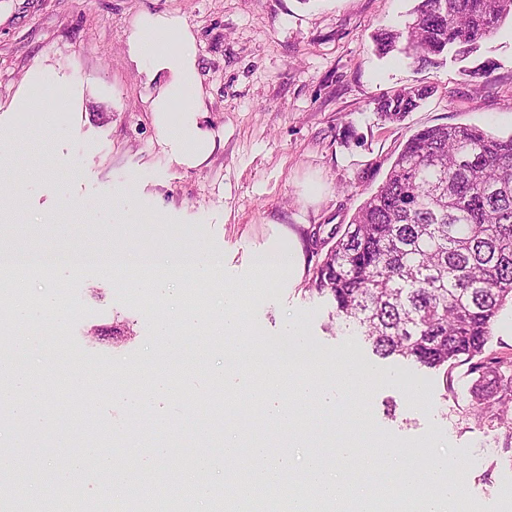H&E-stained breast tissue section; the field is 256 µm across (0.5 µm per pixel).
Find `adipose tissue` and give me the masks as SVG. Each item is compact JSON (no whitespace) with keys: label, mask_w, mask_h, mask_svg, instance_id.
<instances>
[{"label":"adipose tissue","mask_w":512,"mask_h":512,"mask_svg":"<svg viewBox=\"0 0 512 512\" xmlns=\"http://www.w3.org/2000/svg\"><path fill=\"white\" fill-rule=\"evenodd\" d=\"M129 52L139 60L148 79L159 83L150 110L159 138L173 161L187 167L205 162L217 142L214 133L203 128L202 114L194 105L198 89L194 37L178 18L145 15L129 40ZM252 267L256 276L273 274L298 285L305 270L303 249L294 239L273 243L253 255ZM0 409L23 422L28 432L42 433L46 416L35 374L10 371L7 381L0 382ZM90 458L95 459V468L87 467ZM93 478L106 482L113 498L135 496L138 478L133 469L116 467L113 455L95 446L69 457L56 476L60 483Z\"/></svg>","instance_id":"adipose-tissue-1"}]
</instances>
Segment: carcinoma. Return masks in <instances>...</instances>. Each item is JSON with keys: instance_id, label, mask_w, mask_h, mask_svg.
Instances as JSON below:
<instances>
[{"instance_id": "1", "label": "carcinoma", "mask_w": 512, "mask_h": 512, "mask_svg": "<svg viewBox=\"0 0 512 512\" xmlns=\"http://www.w3.org/2000/svg\"><path fill=\"white\" fill-rule=\"evenodd\" d=\"M410 16L375 33L376 51L438 67L446 53L479 51L512 18V0H416ZM432 92L412 86L380 98L376 110L401 121ZM329 239L311 287L333 299L336 318L357 325L382 359L468 366L478 375L475 413L512 439V422L500 417L512 406V361L484 357L494 319L512 303V136L464 124L417 131Z\"/></svg>"}]
</instances>
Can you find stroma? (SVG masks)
<instances>
[{
    "mask_svg": "<svg viewBox=\"0 0 512 512\" xmlns=\"http://www.w3.org/2000/svg\"><path fill=\"white\" fill-rule=\"evenodd\" d=\"M415 0H0V182L18 185L22 205L5 213L6 245L79 249L111 247L104 224L125 240L150 238L158 246L224 258L225 274L206 287L204 306L217 308L225 281L250 279L248 250L263 247L280 229L301 241L307 270L323 259L331 229L349 224L358 206L385 179L402 145L417 130L472 124L496 137L512 135V21H504L465 59L420 68L399 53L379 56L371 36L403 24ZM176 17L195 37L197 104L217 138L214 153L195 168L169 160L153 125L149 100L157 86L128 54L127 42L143 15ZM492 72L471 80L484 61ZM48 92L72 94L63 112H21L15 101L33 71ZM433 94L400 122L384 120L379 97L411 85ZM136 182V207L126 213L113 200ZM65 317L44 334L39 350L7 358L6 367L48 380L87 375L97 382L93 403L72 395L78 431L105 436L132 430L129 454L150 466L154 419L170 416V437L185 452L197 446L187 417L205 414L211 432L224 415L211 411L213 372L224 368V349L209 337L190 336L184 350L203 363L152 365L155 321L164 304L148 305L119 277L94 267L69 274L61 288ZM245 313L252 340L276 358L288 324H295L325 371L336 364L375 365L403 376L379 381L333 409L310 408L306 445L323 449L362 418L369 436L413 451L433 440L430 455L452 457L466 475L474 512H512V450L503 428L470 411L474 382L465 368L451 376L418 364L374 355L354 326L337 320L333 301L310 292L308 282L253 289ZM181 379V398L159 400L132 412L99 378L139 385V369ZM422 398H415L414 387ZM24 433L0 421V448L36 457L53 473L78 443L56 432L39 449L17 446Z\"/></svg>",
    "mask_w": 512,
    "mask_h": 512,
    "instance_id": "stroma-1",
    "label": "stroma"
}]
</instances>
